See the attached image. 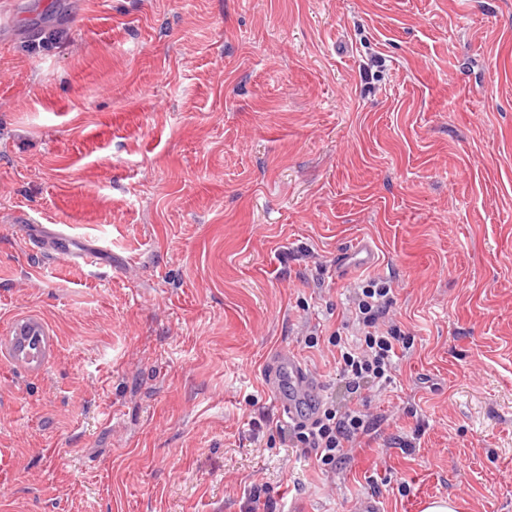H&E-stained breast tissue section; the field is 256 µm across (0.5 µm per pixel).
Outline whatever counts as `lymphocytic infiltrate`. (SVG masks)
<instances>
[{
	"label": "lymphocytic infiltrate",
	"mask_w": 512,
	"mask_h": 512,
	"mask_svg": "<svg viewBox=\"0 0 512 512\" xmlns=\"http://www.w3.org/2000/svg\"><path fill=\"white\" fill-rule=\"evenodd\" d=\"M393 304L391 279L365 278L354 287L341 326L328 338H321L315 330L306 338L308 347L323 339L335 349L337 372L349 401L322 402L312 423L289 424L280 434L292 447L313 454L324 469H336L352 442L370 430L368 414L351 406V399L360 397L367 386H390L400 352L412 346L408 332L389 318Z\"/></svg>",
	"instance_id": "obj_1"
}]
</instances>
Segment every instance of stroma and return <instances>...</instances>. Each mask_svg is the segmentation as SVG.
<instances>
[{"label": "stroma", "instance_id": "stroma-1", "mask_svg": "<svg viewBox=\"0 0 512 512\" xmlns=\"http://www.w3.org/2000/svg\"><path fill=\"white\" fill-rule=\"evenodd\" d=\"M0 7V512H512V0ZM368 274L414 346L327 472L267 366L343 398L305 338ZM378 260L375 247L369 241H361L348 252L337 255L332 267L336 276L342 277L352 269L373 267Z\"/></svg>", "mask_w": 512, "mask_h": 512}]
</instances>
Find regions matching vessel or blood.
<instances>
[{"label":"vessel or blood","instance_id":"obj_1","mask_svg":"<svg viewBox=\"0 0 512 512\" xmlns=\"http://www.w3.org/2000/svg\"><path fill=\"white\" fill-rule=\"evenodd\" d=\"M378 260L375 247L370 242L361 241L348 252L337 255L333 270L341 277L354 269L373 267ZM268 381L276 392L277 404L283 416L293 422L313 418L318 405V383L288 348L278 349L272 354L268 365Z\"/></svg>","mask_w":512,"mask_h":512}]
</instances>
